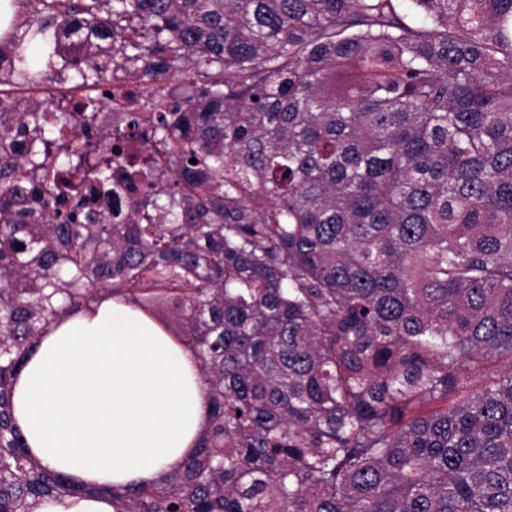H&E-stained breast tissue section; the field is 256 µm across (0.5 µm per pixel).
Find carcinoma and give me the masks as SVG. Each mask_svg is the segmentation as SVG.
Instances as JSON below:
<instances>
[{"mask_svg":"<svg viewBox=\"0 0 512 512\" xmlns=\"http://www.w3.org/2000/svg\"><path fill=\"white\" fill-rule=\"evenodd\" d=\"M41 2L18 74L71 44L174 89L0 97V512L81 492L12 385L109 292L184 327L209 406L117 512H512V0Z\"/></svg>","mask_w":512,"mask_h":512,"instance_id":"carcinoma-1","label":"carcinoma"}]
</instances>
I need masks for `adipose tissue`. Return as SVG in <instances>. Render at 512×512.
<instances>
[{
	"instance_id": "ef3b65f1",
	"label": "adipose tissue",
	"mask_w": 512,
	"mask_h": 512,
	"mask_svg": "<svg viewBox=\"0 0 512 512\" xmlns=\"http://www.w3.org/2000/svg\"><path fill=\"white\" fill-rule=\"evenodd\" d=\"M29 456L76 494L34 512H114L113 492L161 482L196 450L206 424L195 349L120 295L55 318L12 387Z\"/></svg>"
}]
</instances>
